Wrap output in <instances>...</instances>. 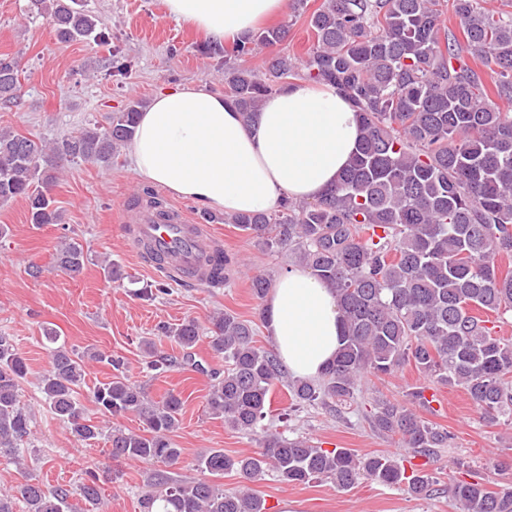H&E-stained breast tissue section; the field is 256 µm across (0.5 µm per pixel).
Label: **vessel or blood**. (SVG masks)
Returning <instances> with one entry per match:
<instances>
[{
  "label": "vessel or blood",
  "instance_id": "vessel-or-blood-1",
  "mask_svg": "<svg viewBox=\"0 0 512 512\" xmlns=\"http://www.w3.org/2000/svg\"><path fill=\"white\" fill-rule=\"evenodd\" d=\"M119 221L128 225L136 245L147 246L152 253L151 270L183 284H206L207 260L217 241L184 207L171 204L162 212L126 207Z\"/></svg>",
  "mask_w": 512,
  "mask_h": 512
}]
</instances>
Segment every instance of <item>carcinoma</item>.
Here are the masks:
<instances>
[{
    "label": "carcinoma",
    "mask_w": 512,
    "mask_h": 512,
    "mask_svg": "<svg viewBox=\"0 0 512 512\" xmlns=\"http://www.w3.org/2000/svg\"><path fill=\"white\" fill-rule=\"evenodd\" d=\"M29 11L52 24L61 43L107 42L106 29L82 0H29ZM455 17L465 41L445 26ZM309 25L315 44L303 64L286 55L263 71L234 65L257 46L274 47L286 30H264L224 51V95L252 125L261 101L300 78L332 84L345 92L361 121L356 154L336 185L314 202L284 199L268 213L234 215L227 222L269 250L286 249L311 274L332 288L342 312V345L316 383L287 384L289 412L320 405L331 411L355 402L368 379L392 375L409 365L425 380L463 387L490 424L512 420V342L493 336L485 315L512 312V113L495 99L512 101V10H489L483 0H323ZM477 54L496 75L493 92L469 57ZM19 85V63L0 57V99L9 101ZM142 102L114 112L105 127H87L47 145L28 136L0 133V203L23 199L29 222L55 224L54 187L70 163L108 166L131 142ZM89 262L81 244L70 241L55 253L70 276ZM202 327L194 319L158 326L191 360ZM214 356L224 371L210 374L206 396L210 415L235 430L263 433L261 449L233 457L211 450L195 467L213 477L234 472L249 483L272 474L286 484L326 478L339 491L363 480L404 488L421 497L439 484L428 469L448 445V431L430 422L436 393L412 388L401 400L379 398L370 414L372 429L397 436L421 464L390 456H359L348 448H322L264 424L273 386L285 372L275 352L256 344L253 325L228 313L207 327ZM49 368L38 388L49 411L67 423L73 437L88 442L100 427L78 400L86 362L115 374L93 391L104 416L133 414L142 432L114 429L108 436L111 462L138 461L171 467L182 449L172 434L184 401L167 393L148 399L142 385L124 375L125 358L109 351L79 350L44 329ZM146 370L158 377L176 362L144 343ZM29 367L9 336L0 334V459L19 465L20 446L30 436L31 414L19 405ZM95 471L85 473L79 496L99 505ZM458 512H512V486L479 479L448 486ZM73 492L48 490L26 474L11 492L0 494V512H71ZM144 512H267L257 491L227 494L211 480H176L163 471L150 478Z\"/></svg>",
    "instance_id": "cac0c4a2"
}]
</instances>
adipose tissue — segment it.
Masks as SVG:
<instances>
[{
	"label": "adipose tissue",
	"instance_id": "obj_1",
	"mask_svg": "<svg viewBox=\"0 0 512 512\" xmlns=\"http://www.w3.org/2000/svg\"><path fill=\"white\" fill-rule=\"evenodd\" d=\"M168 16L232 47L288 0H165ZM361 136L336 87L301 81L268 96L245 126L233 103L205 85L176 84L140 113L130 143L137 183L227 215L265 213L283 198L312 202L335 184ZM271 342L296 378L320 379L341 344L335 292L302 267L278 276L263 305Z\"/></svg>",
	"mask_w": 512,
	"mask_h": 512
}]
</instances>
